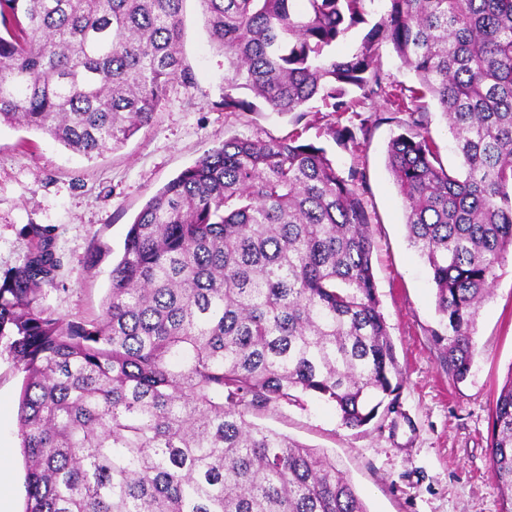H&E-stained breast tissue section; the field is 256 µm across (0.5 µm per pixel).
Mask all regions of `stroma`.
Listing matches in <instances>:
<instances>
[{"label": "stroma", "mask_w": 512, "mask_h": 512, "mask_svg": "<svg viewBox=\"0 0 512 512\" xmlns=\"http://www.w3.org/2000/svg\"><path fill=\"white\" fill-rule=\"evenodd\" d=\"M182 56L190 84H173L150 125L124 144L87 158L41 131L0 127V275L26 252L24 228H52L61 261L46 304L72 321L99 315L128 227L159 189L224 140L278 139L297 131L323 147L341 176H356L371 216L373 273L402 387L391 413L360 429L342 426L335 408L317 398L262 413L260 423L325 451L347 472L368 512H500L489 457L491 408L512 369V254L475 323L476 352L464 381H453L431 337L438 322L427 265L410 247L402 197L388 169L389 141L407 113L383 98L366 102V131L356 144L326 133L331 113L311 100L305 114L257 105L221 109L225 66L209 42L200 0H185ZM24 375L0 353V446L13 472L6 490L17 512L26 502L25 469L16 429Z\"/></svg>", "instance_id": "1"}]
</instances>
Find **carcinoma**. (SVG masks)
<instances>
[{"instance_id": "1", "label": "carcinoma", "mask_w": 512, "mask_h": 512, "mask_svg": "<svg viewBox=\"0 0 512 512\" xmlns=\"http://www.w3.org/2000/svg\"><path fill=\"white\" fill-rule=\"evenodd\" d=\"M184 0H0V126L88 158L113 150L185 83ZM224 53L221 107L246 90L274 112L381 96L414 119L388 146L408 240L436 287L433 337L470 373L481 304L512 251V0H201ZM389 46L420 88L383 83ZM355 88L359 95L349 96ZM439 105L459 168L439 160L421 99ZM356 177L322 147L231 138L153 195L130 224L101 313L45 303L52 230L27 228L0 278V348L24 373L17 431L25 512H368L326 453L250 416L315 395L369 425L401 387L376 293ZM489 455L512 512V366L493 400ZM366 7L368 10V14L366 15L368 24L353 28L347 36L336 45V54H347L355 51L369 28L380 21L381 15L383 14V2H378L377 0L372 3L367 2Z\"/></svg>"}]
</instances>
